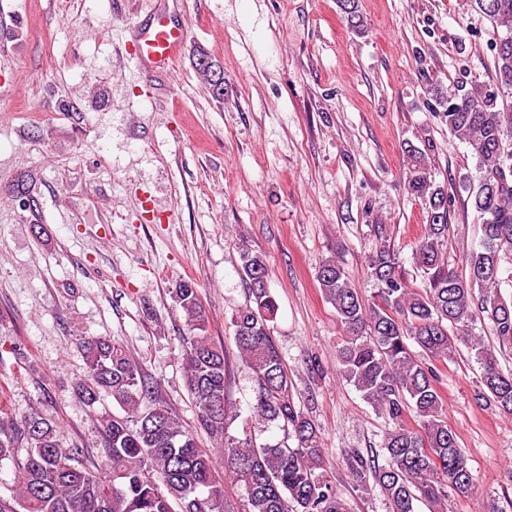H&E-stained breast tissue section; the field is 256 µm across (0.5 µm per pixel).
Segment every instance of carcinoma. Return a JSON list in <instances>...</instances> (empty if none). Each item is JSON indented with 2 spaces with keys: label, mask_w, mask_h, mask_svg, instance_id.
Listing matches in <instances>:
<instances>
[{
  "label": "carcinoma",
  "mask_w": 512,
  "mask_h": 512,
  "mask_svg": "<svg viewBox=\"0 0 512 512\" xmlns=\"http://www.w3.org/2000/svg\"><path fill=\"white\" fill-rule=\"evenodd\" d=\"M466 2L490 22L495 82L472 90L458 84L439 102L448 131L467 145L477 171L476 180L463 186L480 220L479 245L466 253L465 272L448 262V186L436 180L422 150L411 146L405 150L407 191L426 209L413 260L425 286L409 285L383 224L367 257L376 284L372 299L332 258L317 274L343 331L338 372L388 425L385 463L353 451L344 465L359 489L379 488L390 512H415L419 499L440 504L450 493L468 498L474 491L465 452L448 428L432 361L452 359L457 342H464L482 369L477 403L512 416V372L500 369L491 345L472 332L484 317L498 343L512 342V299L500 291L502 262L512 258V0ZM196 71L224 99L212 71ZM238 254L250 300L233 314L230 327L253 384L240 437L229 432L238 414L226 392L227 355L207 336L209 315L199 288L185 279L174 289L190 332L181 361L196 423L216 445L223 467L217 452L202 447L161 398L160 382L123 345L102 336L83 338L80 396L93 410L101 393H108L123 410L101 417L103 459L64 447L58 421L46 411L18 422L0 418V462L8 460L15 469L14 504L0 496V512H350L327 470L321 433L295 401L273 336L278 306L267 258L246 244ZM409 415L418 427L407 424ZM272 427L294 445L256 444L252 432ZM228 478L245 490L240 508L228 498Z\"/></svg>",
  "instance_id": "carcinoma-1"
}]
</instances>
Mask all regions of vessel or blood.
I'll return each instance as SVG.
<instances>
[{"label":"vessel or blood","mask_w":512,"mask_h":512,"mask_svg":"<svg viewBox=\"0 0 512 512\" xmlns=\"http://www.w3.org/2000/svg\"><path fill=\"white\" fill-rule=\"evenodd\" d=\"M186 39L185 29L174 24L166 12L158 11L148 24L136 29L135 54L139 60L165 68L181 55Z\"/></svg>","instance_id":"1"}]
</instances>
